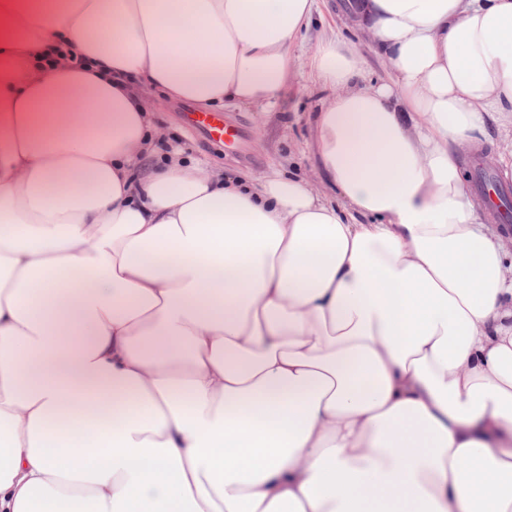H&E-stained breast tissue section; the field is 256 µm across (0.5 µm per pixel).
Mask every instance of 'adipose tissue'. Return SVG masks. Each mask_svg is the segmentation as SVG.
Wrapping results in <instances>:
<instances>
[{"label":"adipose tissue","mask_w":512,"mask_h":512,"mask_svg":"<svg viewBox=\"0 0 512 512\" xmlns=\"http://www.w3.org/2000/svg\"><path fill=\"white\" fill-rule=\"evenodd\" d=\"M316 0H0V512H512V0H355L329 189L163 152L276 108ZM386 70L369 78L347 32Z\"/></svg>","instance_id":"1"}]
</instances>
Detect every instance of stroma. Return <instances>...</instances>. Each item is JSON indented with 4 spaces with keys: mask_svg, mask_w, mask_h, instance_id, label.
<instances>
[{
    "mask_svg": "<svg viewBox=\"0 0 512 512\" xmlns=\"http://www.w3.org/2000/svg\"><path fill=\"white\" fill-rule=\"evenodd\" d=\"M323 96L306 64H299L296 74L279 106L268 112L231 106L229 115L239 117L245 127L243 150L227 151L210 141L202 132L192 129L181 102L159 104L155 121L164 131L165 142L178 146L207 166L224 164L236 172L261 175L271 165L290 166L302 174L312 173L314 161L306 149L310 136L309 119Z\"/></svg>",
    "mask_w": 512,
    "mask_h": 512,
    "instance_id": "obj_1",
    "label": "stroma"
}]
</instances>
